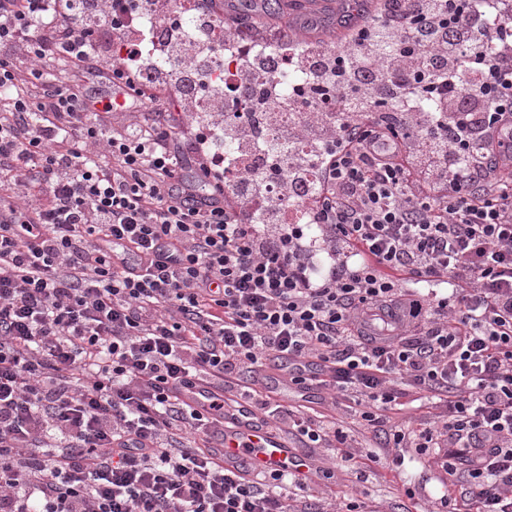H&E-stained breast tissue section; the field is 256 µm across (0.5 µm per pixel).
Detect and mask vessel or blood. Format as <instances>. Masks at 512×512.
<instances>
[{
    "mask_svg": "<svg viewBox=\"0 0 512 512\" xmlns=\"http://www.w3.org/2000/svg\"><path fill=\"white\" fill-rule=\"evenodd\" d=\"M181 400L193 409L208 412L211 394L201 385L180 388ZM214 444L224 456V466L267 476L282 474L303 477L311 472L309 459L290 448L287 440L276 433L265 419L245 404L238 405L224 419V432Z\"/></svg>",
    "mask_w": 512,
    "mask_h": 512,
    "instance_id": "b4317fda",
    "label": "vessel or blood"
}]
</instances>
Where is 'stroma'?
<instances>
[{
	"mask_svg": "<svg viewBox=\"0 0 512 512\" xmlns=\"http://www.w3.org/2000/svg\"><path fill=\"white\" fill-rule=\"evenodd\" d=\"M282 375L271 370L269 380L257 382L260 392L274 391L277 400L292 410L308 415L335 412L336 420L353 430L357 440L368 446L384 450L389 442L388 432H371L358 426V416L348 405L332 407L330 396L321 388L301 389L295 386L288 391H277L276 384ZM289 444L309 457L314 472L297 486L290 487L291 497L316 506L350 498L362 506L364 512H439L440 499L451 496L456 512H469V506L460 496V484L448 476L430 456H421L414 449L401 451L399 465L379 464L366 473H358L351 463L333 459L324 448L309 447L295 433H288ZM414 489V496H407V489Z\"/></svg>",
	"mask_w": 512,
	"mask_h": 512,
	"instance_id": "35a3bbf8",
	"label": "stroma"
}]
</instances>
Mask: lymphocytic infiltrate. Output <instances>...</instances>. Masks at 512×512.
<instances>
[{
	"instance_id": "obj_1",
	"label": "lymphocytic infiltrate",
	"mask_w": 512,
	"mask_h": 512,
	"mask_svg": "<svg viewBox=\"0 0 512 512\" xmlns=\"http://www.w3.org/2000/svg\"><path fill=\"white\" fill-rule=\"evenodd\" d=\"M46 2L0 0V512H314L212 446L226 383L271 366L362 426L407 388L442 398L395 447H448L462 497L512 512V0H340L349 36L319 56L314 11L258 2L225 41L275 54L227 79L218 0ZM273 109L299 119L270 147ZM228 142L266 158L225 166ZM196 383L210 413L177 393Z\"/></svg>"
}]
</instances>
